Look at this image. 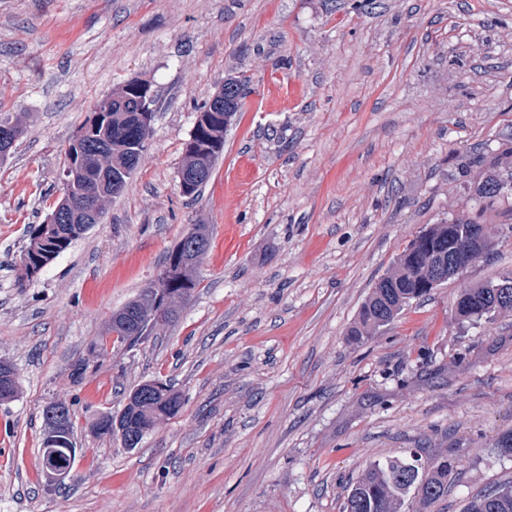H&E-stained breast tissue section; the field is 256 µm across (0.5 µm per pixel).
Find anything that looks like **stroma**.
<instances>
[{"label": "stroma", "mask_w": 512, "mask_h": 512, "mask_svg": "<svg viewBox=\"0 0 512 512\" xmlns=\"http://www.w3.org/2000/svg\"><path fill=\"white\" fill-rule=\"evenodd\" d=\"M252 92L199 194L179 188L200 107ZM150 80L153 132L99 224L19 288L29 225L62 197L65 152L97 103ZM0 512H342L372 461L448 455L447 500L512 481V312L463 321L461 288L512 272V196L476 195L512 146V0H0ZM463 217L494 250L361 341L374 283L426 227ZM208 254L176 322L107 332L193 225ZM170 383L180 411L133 449L92 424ZM63 401L76 458L42 467ZM18 392V379L14 368L0 361V402L13 399Z\"/></svg>", "instance_id": "obj_1"}]
</instances>
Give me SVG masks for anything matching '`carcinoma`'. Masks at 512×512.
<instances>
[{
	"label": "carcinoma",
	"instance_id": "obj_1",
	"mask_svg": "<svg viewBox=\"0 0 512 512\" xmlns=\"http://www.w3.org/2000/svg\"><path fill=\"white\" fill-rule=\"evenodd\" d=\"M250 81L236 77L224 80L205 103L197 116V125L186 143L180 171L190 175L201 173L204 178L189 191L197 194L211 176L215 161L224 150V111L217 104L224 99L242 100L249 92ZM141 104L123 86L121 91L99 102L92 117L80 128L66 151L70 172L64 182L63 196L56 206L61 218L56 224L30 227L25 257V274L17 278L23 288L53 259L67 250L73 241L85 234L91 225L85 223L89 207L103 209V203L119 195L136 169L132 159L140 158L145 147V133L140 112ZM512 155V148L495 156L478 183L479 197L488 203L504 194H512V167L502 172V159ZM423 242L409 241L394 261L389 273L372 288L361 306L358 321L351 336L360 340L372 331L392 322L405 306L428 293L427 268L453 254L466 250L470 262L481 258L493 246V236L484 224L464 218L442 221L422 231ZM210 245L204 224H195L191 231L170 252L164 267L165 291L159 304L165 306L164 323L175 321L182 310V301L196 288L195 268L201 263ZM511 275L490 280L480 286L463 289L456 300L455 312L464 320L490 317L498 312L512 311V298L495 301L498 286L511 281ZM154 312V298L143 290L136 298L112 314L109 332L118 342L130 346L150 335V330H138V317ZM18 392L14 368L0 361V402L13 399ZM182 406L180 394L170 385L156 381L134 387L128 402L118 415L99 418L93 429L110 435V425L119 424L125 432L143 439L158 422L175 416ZM62 411L65 427L58 440L43 436L45 448L75 447L70 409L63 402H53L42 410L43 426L49 427L48 413ZM454 462L448 456L412 458L405 453L389 455L371 462L350 486L342 512H403L416 501L421 509L448 496V475ZM464 512H512V485L495 492L479 493L467 503Z\"/></svg>",
	"mask_w": 512,
	"mask_h": 512
}]
</instances>
